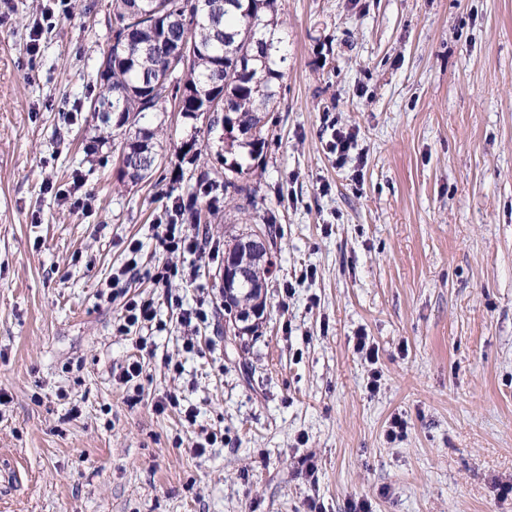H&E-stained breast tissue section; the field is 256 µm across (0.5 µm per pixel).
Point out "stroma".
Returning a JSON list of instances; mask_svg holds the SVG:
<instances>
[{"mask_svg": "<svg viewBox=\"0 0 512 512\" xmlns=\"http://www.w3.org/2000/svg\"><path fill=\"white\" fill-rule=\"evenodd\" d=\"M92 2L0 0V512H512V0H279L269 312L235 347L216 274L242 225H198L201 260L156 230L195 190L181 144L219 172L218 143L169 113L137 186L110 146L86 155L110 38ZM133 239L138 271L99 300ZM138 293L157 320L119 333ZM169 393L195 423L156 411Z\"/></svg>", "mask_w": 512, "mask_h": 512, "instance_id": "35a3bbf8", "label": "stroma"}]
</instances>
